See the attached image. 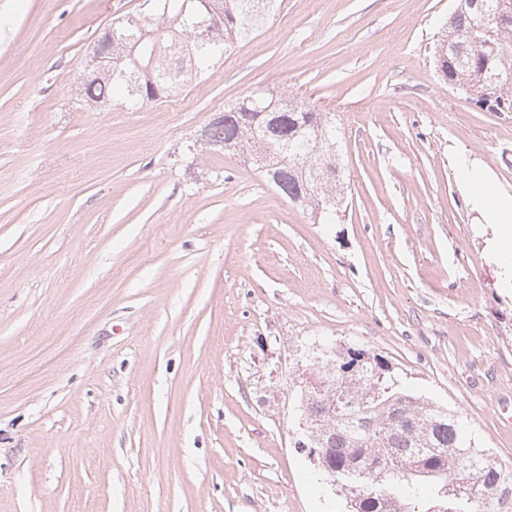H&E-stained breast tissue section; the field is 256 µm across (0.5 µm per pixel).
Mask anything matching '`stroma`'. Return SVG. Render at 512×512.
I'll return each mask as SVG.
<instances>
[{
	"instance_id": "35a3bbf8",
	"label": "stroma",
	"mask_w": 512,
	"mask_h": 512,
	"mask_svg": "<svg viewBox=\"0 0 512 512\" xmlns=\"http://www.w3.org/2000/svg\"><path fill=\"white\" fill-rule=\"evenodd\" d=\"M140 0H0V512H346L298 451L325 342L384 357L512 465V113L438 74L455 0H283L210 74L130 110L78 85ZM252 92L336 123L333 224L199 141ZM458 172L474 204L483 211L486 222L506 225L504 233L512 236V226H509L512 223V196L500 193L480 167L463 163Z\"/></svg>"
}]
</instances>
